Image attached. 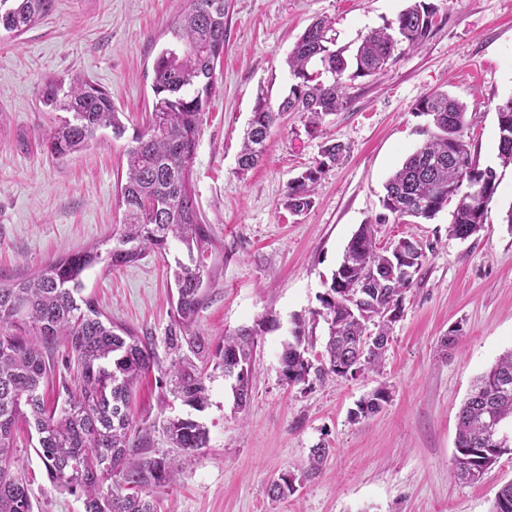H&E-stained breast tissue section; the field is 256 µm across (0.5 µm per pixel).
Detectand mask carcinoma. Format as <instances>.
I'll return each mask as SVG.
<instances>
[{"label":"carcinoma","instance_id":"cac0c4a2","mask_svg":"<svg viewBox=\"0 0 512 512\" xmlns=\"http://www.w3.org/2000/svg\"><path fill=\"white\" fill-rule=\"evenodd\" d=\"M56 0H0V32L15 36L47 17ZM187 7L168 28L171 40L153 61L152 108L135 129L126 149L125 180L120 182L123 209L112 241L53 259L27 276L0 275V512H33L25 476L10 472L15 432L20 425L35 432V451L49 482L60 492L83 498L84 512H156L152 500L139 491L175 482L180 463L171 457H148L130 440V403L139 378L157 364L147 336L112 321L85 296L84 271L104 262L112 268L137 261L148 250L167 251L179 244L185 258H174L176 289L173 321L166 336L174 352L188 347L213 363V369L233 379L234 406L250 400L249 379L256 361L260 329L242 327L210 346L194 330L202 305L206 258L212 247L211 226L202 220L192 189V165L203 116L217 93L216 65L224 55V0H184ZM433 0H411L395 19L367 33L352 57L348 47L336 46L324 20L310 24L287 58L292 83L274 104L258 99L251 112L238 168L248 171L261 160L271 128L285 112L307 114L308 133L319 131L325 117L349 103L347 82L381 74L405 51L420 47L436 23ZM42 102L51 112H63L42 139L52 157L64 160L97 142L101 129L124 137L127 127L104 88L87 78L53 77L45 82ZM413 112L432 118L426 140L387 180L381 199L383 212L359 226L332 273L321 309L313 312L327 325V341L319 359L305 321L294 320L292 339L283 345L281 375L288 385L324 381L334 374L355 378L378 367L386 345L362 351L370 329L387 336L391 322L382 313L401 306L426 259L412 255L413 275L400 271L394 246L378 247L382 224L406 219L429 221L456 201L448 235L467 239L487 223L488 205L499 177L494 167L480 164L466 140V106L446 93L421 96ZM498 156L512 163V97L496 106ZM345 147L324 145L321 159L288 182L283 205L295 215L314 205L313 185L336 164ZM363 287L364 300L346 299ZM63 343L76 369L64 387L62 401H49L44 386L52 372L48 349ZM170 393L183 405L202 411L208 406L207 374L188 363L170 371ZM386 388L350 411L358 421L377 413L387 402ZM164 431L174 447L193 455L206 447L205 427L190 417L168 416ZM512 350L480 376L458 414L454 465L458 479L475 484L499 458L512 455ZM331 449H311L301 480L320 473ZM296 491L282 477L268 489L274 500ZM492 512H512V481L496 494Z\"/></svg>","mask_w":512,"mask_h":512}]
</instances>
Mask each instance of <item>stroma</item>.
Masks as SVG:
<instances>
[{
  "mask_svg": "<svg viewBox=\"0 0 512 512\" xmlns=\"http://www.w3.org/2000/svg\"><path fill=\"white\" fill-rule=\"evenodd\" d=\"M408 0H224V56L219 91L204 116L193 160V189L210 224V280L195 329L211 344L240 327L263 323L250 400L236 410L228 383L208 384L209 405L192 415L208 442L184 458L176 483L150 488L158 512H491L498 489L512 480L503 456L477 484L459 481L454 455L457 414L474 379L512 349V233L502 218L512 207V165L497 156L495 107L512 97V0H439L430 36L401 55L378 79L351 83L348 107L311 135L299 112L272 127L261 163L240 172L237 156L258 96L288 92L285 60L314 20H326L337 45H354L393 20ZM182 0H57L52 14L16 39L0 41V272L37 271L116 233L118 184L128 138L102 131L96 145L66 160L41 139L58 113L42 104L47 78L84 74L103 86L127 128L141 125L152 100V64ZM445 91L465 103L468 136L482 163L496 166L497 192L478 234L449 237V211L422 224H385L379 246L407 237L426 261L405 295L379 371L289 385L280 355L295 319L306 322L314 351L327 336L314 319L342 252L360 224L382 210L384 185L424 140L425 116L412 107ZM344 157L314 187L305 214L282 204L288 181L314 164L324 142ZM172 253L147 251L119 267L84 276L85 294L113 320L153 338L157 367L135 385L136 428L147 431L148 455L172 452L159 400L172 356L165 337L176 290L166 278ZM460 327L458 345L442 340ZM389 399L352 422L357 402L379 386ZM331 454L318 476L285 501L270 484L299 475L311 448ZM11 471L24 474L35 512H83L77 496L55 490L26 430L17 434Z\"/></svg>",
  "mask_w": 512,
  "mask_h": 512,
  "instance_id": "35a3bbf8",
  "label": "stroma"
}]
</instances>
